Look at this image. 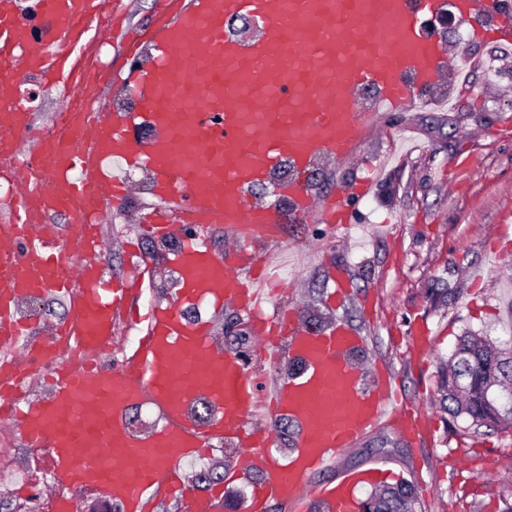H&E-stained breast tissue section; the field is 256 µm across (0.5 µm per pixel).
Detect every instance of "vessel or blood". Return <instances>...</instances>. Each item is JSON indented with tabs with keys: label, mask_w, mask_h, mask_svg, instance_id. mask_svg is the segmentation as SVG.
I'll return each mask as SVG.
<instances>
[{
	"label": "vessel or blood",
	"mask_w": 512,
	"mask_h": 512,
	"mask_svg": "<svg viewBox=\"0 0 512 512\" xmlns=\"http://www.w3.org/2000/svg\"><path fill=\"white\" fill-rule=\"evenodd\" d=\"M37 4L31 18L17 0H0V178L9 184L0 194V346L11 351L0 364V408L25 440L48 449L51 471L66 487L53 492L52 512H78V496L90 488L123 512H141L157 489H181L182 460L204 453L218 436L244 447L243 470L262 473L251 512H267L273 500L357 512L358 488L384 478L383 466L348 471L329 484L305 479L401 417L398 394L390 377L366 382L352 358L365 340L348 323L313 328L301 308L273 307L275 294L264 288L268 265L248 246L286 216L349 223L347 200L365 196L369 180L321 199L308 174L323 158H354L361 134L381 113L419 109L447 66L442 44L422 32L444 0H183L147 36L129 41L134 47L145 39L156 50L134 85L143 116L160 132L145 147L105 107L92 116L79 105L67 108L56 113L48 136H32L20 77L49 74L74 83L83 99L101 98L100 72L81 60L94 47L89 20L112 11L110 0ZM485 7L484 0H458V15L476 39L511 43L512 17L485 22ZM240 16L259 24L257 39L225 33V21ZM111 159L152 174L161 221L150 232L168 239L181 226L200 234L218 226L227 245L218 254L204 241L181 243L173 255L174 297L150 308L138 347L107 369L97 360L116 320L132 315L135 290L157 271L146 257L126 278H105L108 242L97 219L127 193L105 168ZM284 165L291 178L275 181ZM261 184L271 185L270 200L254 197ZM282 197L290 205L284 214ZM58 211L70 214L68 229L51 223ZM44 293L65 298L71 315L41 338L19 303ZM197 302H230L251 314L259 354L286 347L300 372L259 396L244 360L212 342L208 321L183 315L184 305ZM39 359L54 365L49 396H14V382L34 378ZM145 398L163 424L142 440L123 414ZM199 399L212 408L203 423L191 414ZM259 406L266 417L256 428L250 417ZM283 417L297 427L285 464L268 452Z\"/></svg>",
	"instance_id": "obj_1"
}]
</instances>
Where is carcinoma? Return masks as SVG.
Listing matches in <instances>:
<instances>
[{
  "label": "carcinoma",
  "instance_id": "1",
  "mask_svg": "<svg viewBox=\"0 0 512 512\" xmlns=\"http://www.w3.org/2000/svg\"><path fill=\"white\" fill-rule=\"evenodd\" d=\"M441 408L476 427H512V342L492 346L483 336L463 333L440 368ZM360 512H422L408 482L373 484Z\"/></svg>",
  "mask_w": 512,
  "mask_h": 512
}]
</instances>
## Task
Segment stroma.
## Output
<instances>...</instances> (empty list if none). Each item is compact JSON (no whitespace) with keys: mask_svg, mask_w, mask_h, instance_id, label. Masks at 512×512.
<instances>
[{"mask_svg":"<svg viewBox=\"0 0 512 512\" xmlns=\"http://www.w3.org/2000/svg\"><path fill=\"white\" fill-rule=\"evenodd\" d=\"M175 0H112V31L103 35L115 71L103 97L114 112L137 111L126 77L140 72L151 55L142 44L138 57L126 54L125 38L170 13ZM424 31L449 54L469 59V79H449L436 92L449 96L443 108L384 113L366 132L357 157L339 163L322 160L310 172L313 189L335 192L376 166L370 194L351 200V229L327 224L285 222L256 247L287 293L283 306L301 304L308 321L340 319L367 340L361 362L384 367L401 403L430 418L428 429L402 437L382 426L357 447L311 476L312 484L335 481L343 471L385 465L389 481L414 485L424 512H504L512 506V428H474L451 419L438 405V370L464 331L495 341L512 338V62L498 64L501 48L473 37L461 26L456 8L444 7ZM35 125L51 127L65 102L62 88L31 76ZM130 192L118 207L101 215L112 241L106 274L131 272L135 259L122 248L130 240L142 253L161 250L141 226L157 204L153 178L111 162ZM344 271L348 294L331 300V274ZM449 289L447 303L438 290ZM212 336L225 353L252 352L255 333L235 306L206 305ZM32 449L14 437L13 464L0 472V512H23L25 475ZM469 464L452 467L457 456Z\"/></svg>","mask_w":512,"mask_h":512,"instance_id":"35a3bbf8","label":"stroma"}]
</instances>
